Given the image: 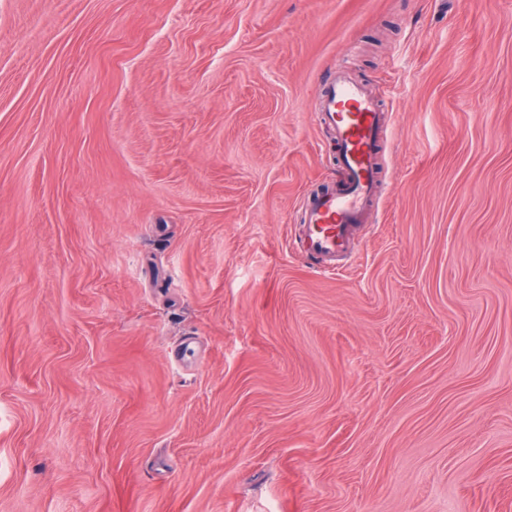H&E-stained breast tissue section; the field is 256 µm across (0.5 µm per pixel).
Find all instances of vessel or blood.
I'll return each mask as SVG.
<instances>
[{
  "label": "vessel or blood",
  "mask_w": 512,
  "mask_h": 512,
  "mask_svg": "<svg viewBox=\"0 0 512 512\" xmlns=\"http://www.w3.org/2000/svg\"><path fill=\"white\" fill-rule=\"evenodd\" d=\"M317 118L336 138L341 174L337 188L310 195L304 210L305 252L321 260L335 257L351 243L376 195L379 147L388 118L342 69L323 85Z\"/></svg>",
  "instance_id": "1"
}]
</instances>
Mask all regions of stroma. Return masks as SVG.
Here are the masks:
<instances>
[{
	"label": "stroma",
	"instance_id": "35a3bbf8",
	"mask_svg": "<svg viewBox=\"0 0 512 512\" xmlns=\"http://www.w3.org/2000/svg\"><path fill=\"white\" fill-rule=\"evenodd\" d=\"M0 512H512V0H0ZM317 118L336 138L341 174L337 188L311 194L305 206V252L319 261L335 257L351 243L376 195L379 147L388 118L343 69L322 86Z\"/></svg>",
	"mask_w": 512,
	"mask_h": 512
}]
</instances>
